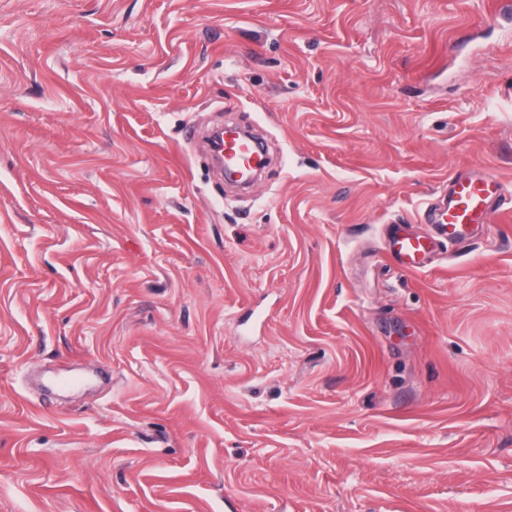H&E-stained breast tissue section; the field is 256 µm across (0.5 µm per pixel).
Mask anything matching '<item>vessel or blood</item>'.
I'll use <instances>...</instances> for the list:
<instances>
[{"label":"vessel or blood","mask_w":512,"mask_h":512,"mask_svg":"<svg viewBox=\"0 0 512 512\" xmlns=\"http://www.w3.org/2000/svg\"><path fill=\"white\" fill-rule=\"evenodd\" d=\"M259 147L240 137L233 128L224 131V163L237 174H248L257 164ZM501 194L496 177L485 172H458L448 181V192L437 203H428L424 211L426 223L435 227L437 235L451 240L462 239L477 224L488 221L491 205ZM387 253L406 271L423 270L433 250L430 237L395 231L387 238Z\"/></svg>","instance_id":"1"}]
</instances>
